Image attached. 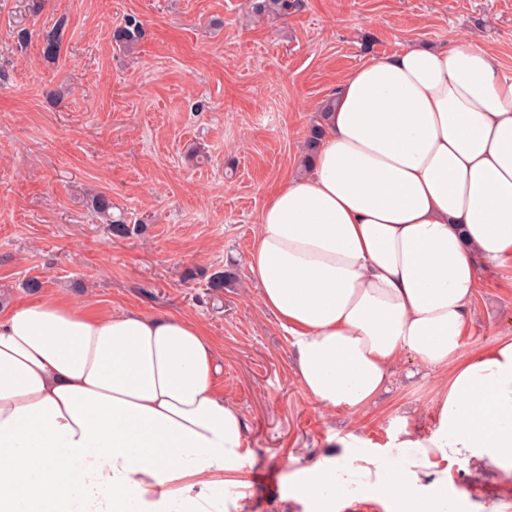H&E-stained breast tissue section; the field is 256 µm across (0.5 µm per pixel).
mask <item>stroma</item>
Segmentation results:
<instances>
[{"label": "stroma", "instance_id": "35a3bbf8", "mask_svg": "<svg viewBox=\"0 0 512 512\" xmlns=\"http://www.w3.org/2000/svg\"><path fill=\"white\" fill-rule=\"evenodd\" d=\"M252 0H0V299L67 294L102 315L186 316L224 362L243 412L245 497L228 512H270L325 449L353 437L396 456L435 428L440 379L410 356L364 414L328 410L302 388L293 338L258 302L249 256L269 195L298 171L309 128L338 80L410 42L465 35L512 69V0H301L252 17ZM144 35L119 49L128 16ZM64 21L58 59L41 34ZM141 232L112 238L91 199ZM237 280L212 293L210 274ZM193 278H186V271ZM38 279V291L26 283ZM512 336V266L483 270L462 349ZM467 512H512V475L488 462L448 469Z\"/></svg>", "mask_w": 512, "mask_h": 512}]
</instances>
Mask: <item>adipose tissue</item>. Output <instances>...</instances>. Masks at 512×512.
I'll return each instance as SVG.
<instances>
[{
	"instance_id": "1",
	"label": "adipose tissue",
	"mask_w": 512,
	"mask_h": 512,
	"mask_svg": "<svg viewBox=\"0 0 512 512\" xmlns=\"http://www.w3.org/2000/svg\"><path fill=\"white\" fill-rule=\"evenodd\" d=\"M334 95L310 165L260 213L262 306L324 407L367 409L405 355L444 378L407 455L330 451L274 512L373 489L394 512H456L449 461L512 470V336L461 351L481 270L512 260V71L472 41L411 43ZM223 371L188 317L0 309V512H224L249 451Z\"/></svg>"
}]
</instances>
